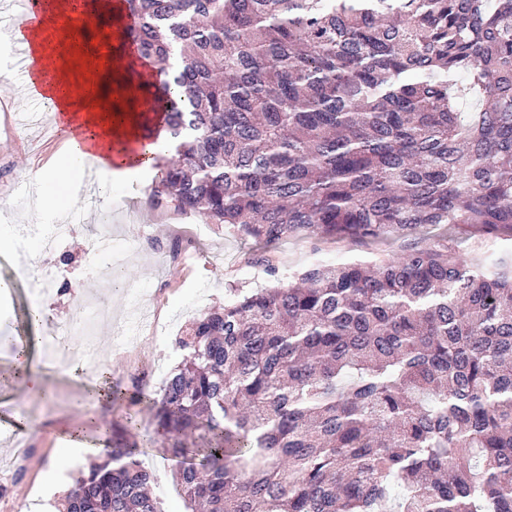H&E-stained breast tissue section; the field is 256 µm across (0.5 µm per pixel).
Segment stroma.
Returning a JSON list of instances; mask_svg holds the SVG:
<instances>
[{
    "label": "stroma",
    "mask_w": 512,
    "mask_h": 512,
    "mask_svg": "<svg viewBox=\"0 0 512 512\" xmlns=\"http://www.w3.org/2000/svg\"><path fill=\"white\" fill-rule=\"evenodd\" d=\"M17 133V145L0 147V216L8 218L0 233L13 241L0 250V279L13 283L10 295L0 301V336L24 346L42 377L35 389L19 383L10 354L0 352V426L12 424L19 410L28 423L22 435L25 454L0 466V501L19 505L20 512H56L55 502L79 472L106 459L113 428L131 418L138 427L128 437L154 475V492L164 512H187L175 490L176 463L163 446L152 407L112 405L96 388L73 379L69 363L50 360L46 354L49 324L72 322L87 300L109 306L111 324L87 325L102 347L107 381L128 386L137 377L143 390L155 397L181 358L175 341L182 328L202 312L222 306L229 288L246 293L317 261L398 256L410 247L430 244L435 236L427 229L375 247L360 240L331 242L300 235L271 248L278 268L273 278L250 262L258 246L231 226L209 224L198 214L171 207L146 205L150 184L145 180H113V193L105 198L75 194L60 218L36 215V194L23 173L43 172L58 164L63 147L44 126H24ZM126 197L141 200L138 219H124L121 207ZM102 211L114 214L116 224H99ZM56 230L66 236L54 260L68 279L35 300L29 284L42 265L29 261L27 249L32 237ZM107 233L112 236V251L101 254L97 267H90L88 239ZM35 303L47 321L37 329L28 320Z\"/></svg>",
    "instance_id": "35a3bbf8"
}]
</instances>
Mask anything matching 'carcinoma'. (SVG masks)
Segmentation results:
<instances>
[{"mask_svg": "<svg viewBox=\"0 0 512 512\" xmlns=\"http://www.w3.org/2000/svg\"><path fill=\"white\" fill-rule=\"evenodd\" d=\"M152 206L267 246L383 241L201 313L154 403L191 512H512V0H121ZM112 404L147 397L114 385ZM136 444L62 512H161ZM491 239H467L463 238L458 243L459 253L462 258L466 260L475 259L479 254L490 251V247L493 246L492 251H498L497 253L505 252L511 249V243L507 241L493 242Z\"/></svg>", "mask_w": 512, "mask_h": 512, "instance_id": "cac0c4a2", "label": "carcinoma"}]
</instances>
